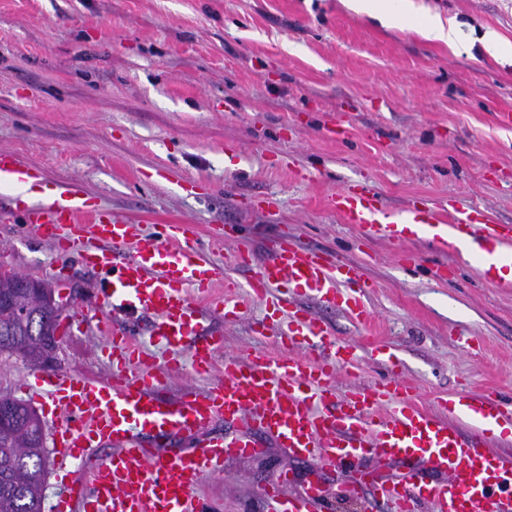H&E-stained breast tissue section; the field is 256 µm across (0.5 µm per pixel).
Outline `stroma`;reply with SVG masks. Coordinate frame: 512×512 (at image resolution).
<instances>
[{
	"mask_svg": "<svg viewBox=\"0 0 512 512\" xmlns=\"http://www.w3.org/2000/svg\"><path fill=\"white\" fill-rule=\"evenodd\" d=\"M458 25L455 46L427 39L420 16L387 27L346 0H0V149L39 173L42 191L154 225H196L208 257L239 285V250L264 261L280 230L300 246L358 264L370 325L313 299L304 306L363 355L337 390L397 374L437 409L461 390L512 402V281L484 285L461 254L428 243L366 238L328 207L347 185L371 187L390 210L432 201L474 205L512 224V60L491 56L485 33L512 46V0H414ZM272 197L278 207L259 210ZM0 263L57 284L82 325L59 335L55 368L108 379L94 297L100 275L80 258L59 263L14 210L0 214ZM448 276H437L439 266ZM224 350L267 346L254 321L224 323ZM387 346L397 365L375 360ZM156 370L171 390L206 391L219 375L189 357ZM314 462L275 446L225 462L199 490L216 512L250 505L291 472L302 487ZM326 512H386L355 499L341 472L323 474Z\"/></svg>",
	"mask_w": 512,
	"mask_h": 512,
	"instance_id": "stroma-1",
	"label": "stroma"
}]
</instances>
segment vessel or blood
<instances>
[{
    "label": "vessel or blood",
    "instance_id": "obj_1",
    "mask_svg": "<svg viewBox=\"0 0 512 512\" xmlns=\"http://www.w3.org/2000/svg\"><path fill=\"white\" fill-rule=\"evenodd\" d=\"M35 182L36 175L0 150V180ZM328 204L346 223L366 235L401 244L418 230L434 228L433 244L451 249L454 239L470 242L476 256H497L480 264L478 278L500 281V266H512V225L491 222L477 207H412L387 215L368 188L342 189ZM27 224L54 244L60 259L74 252L102 275L97 299L109 312L98 331L112 361V378L103 382L63 372H42L22 388L44 410L53 453L59 464L81 462L82 474L66 487L59 512H211L198 488L207 476L223 473L232 457L255 455L265 442L292 457L315 462L311 480L291 489L288 477L266 492V512H323L324 473L350 465L347 492L358 497L371 488L389 512H512V456L485 446L494 425L512 419L497 392L440 400L439 411L419 406L400 376L344 392L335 388L339 370L354 371L359 350L337 342L326 323L298 304L308 296L366 323L367 284L359 265L303 248L286 236L267 244V258L253 265L250 254L236 257L250 270L247 298L205 254L192 224H159L145 233L138 221L93 211L74 193L32 206L16 202ZM96 247H87L88 239ZM222 297H213L216 285ZM216 298L224 319L246 318L251 304L266 310L257 334L269 320L287 313L269 350L224 356V338L202 323L200 300ZM152 314L147 333L132 318ZM165 348L170 360L189 355L194 373L221 368V383L205 392L183 389L169 396L164 378L151 373L150 344ZM475 421L472 431L449 424L448 415ZM225 432L213 433L216 423ZM187 441L185 450H167L169 441ZM108 448L94 459L91 449ZM410 465L399 480L386 478L383 466ZM444 476L437 484L421 470Z\"/></svg>",
    "mask_w": 512,
    "mask_h": 512
}]
</instances>
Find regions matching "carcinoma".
Returning a JSON list of instances; mask_svg holds the SVG:
<instances>
[{
	"label": "carcinoma",
	"instance_id": "obj_1",
	"mask_svg": "<svg viewBox=\"0 0 512 512\" xmlns=\"http://www.w3.org/2000/svg\"><path fill=\"white\" fill-rule=\"evenodd\" d=\"M17 307L0 304V356L22 357L29 343L26 289H14ZM13 422L0 427V512H40L39 489L46 479L42 422L28 404L12 399Z\"/></svg>",
	"mask_w": 512,
	"mask_h": 512
}]
</instances>
